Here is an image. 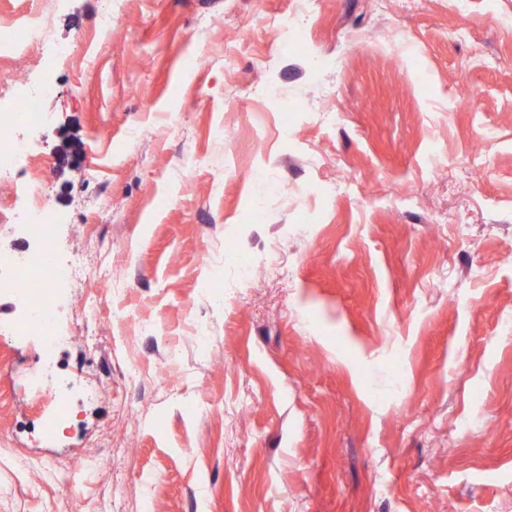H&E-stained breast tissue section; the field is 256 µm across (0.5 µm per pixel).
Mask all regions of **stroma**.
Segmentation results:
<instances>
[{"instance_id": "stroma-1", "label": "stroma", "mask_w": 512, "mask_h": 512, "mask_svg": "<svg viewBox=\"0 0 512 512\" xmlns=\"http://www.w3.org/2000/svg\"><path fill=\"white\" fill-rule=\"evenodd\" d=\"M46 10L74 55L29 31L0 91L60 76L28 145L88 267L54 315L75 423L42 437L39 343L0 338V512H512V0H0V23Z\"/></svg>"}]
</instances>
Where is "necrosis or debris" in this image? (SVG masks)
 Listing matches in <instances>:
<instances>
[{"mask_svg":"<svg viewBox=\"0 0 512 512\" xmlns=\"http://www.w3.org/2000/svg\"><path fill=\"white\" fill-rule=\"evenodd\" d=\"M55 72L45 71L24 80L17 94L0 99V180L13 183L26 199L23 210L7 206L0 211V222L24 225L29 237L40 243L35 254H12L0 257V289L11 293L23 314L6 329L11 336H37L44 356H51L64 342L52 330L55 296L51 283L75 277L76 271L62 263L56 254L53 216L42 202L41 181L29 164L26 143L15 134L17 124L37 131L44 122L41 104L56 88Z\"/></svg>","mask_w":512,"mask_h":512,"instance_id":"1","label":"necrosis or debris"}]
</instances>
